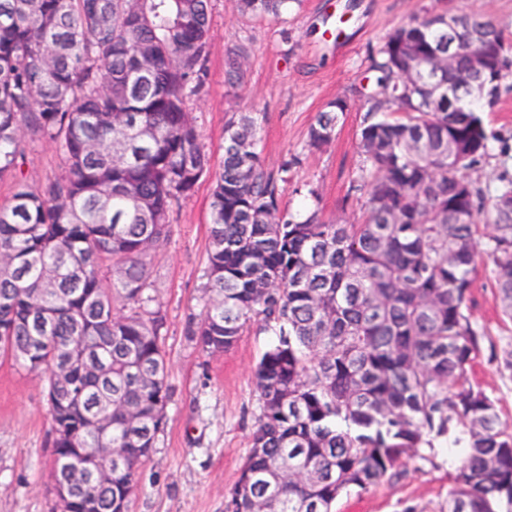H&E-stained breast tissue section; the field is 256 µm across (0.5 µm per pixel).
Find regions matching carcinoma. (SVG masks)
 <instances>
[{"instance_id": "1", "label": "carcinoma", "mask_w": 512, "mask_h": 512, "mask_svg": "<svg viewBox=\"0 0 512 512\" xmlns=\"http://www.w3.org/2000/svg\"><path fill=\"white\" fill-rule=\"evenodd\" d=\"M298 2L238 9L278 19ZM210 11V0H138L134 12L129 0H0V181L13 188L0 206V358L44 379L53 471L98 512H129L169 401L166 318L145 259L212 176L211 303L187 336L207 354L255 325L274 336L224 512H334L342 493L442 456L454 469L448 512H512V431L471 382L481 333L467 308L483 254L512 322V173L473 176L490 156L480 112L512 77V61L497 64L512 40L467 16L492 70L452 106L448 84L470 60L438 77L439 46L465 39L447 14L409 18L369 54L349 187L366 216L335 224L283 205L290 164L265 167L247 115L226 124L213 171L189 110L206 86ZM348 110L329 102L309 144H328ZM36 141L55 145L64 170L34 187L22 166ZM104 447L112 485L91 486L74 449Z\"/></svg>"}]
</instances>
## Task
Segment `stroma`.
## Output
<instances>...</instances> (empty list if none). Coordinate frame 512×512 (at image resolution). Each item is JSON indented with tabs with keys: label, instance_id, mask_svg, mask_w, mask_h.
Returning <instances> with one entry per match:
<instances>
[{
	"label": "stroma",
	"instance_id": "1",
	"mask_svg": "<svg viewBox=\"0 0 512 512\" xmlns=\"http://www.w3.org/2000/svg\"><path fill=\"white\" fill-rule=\"evenodd\" d=\"M425 12L486 14L512 38V0H302L283 19L242 16L237 0H211L208 75L191 112L205 149L220 163L226 122L251 115L264 165L291 162L283 201L292 212L310 207L315 187L326 220L358 224L360 203L348 200L363 112L353 94L370 50L410 15ZM238 50L244 77L225 81L229 50ZM350 104L332 141L308 144V131L328 102ZM211 179L170 217L168 240L148 258L150 293L163 305V338L172 397L164 431L143 464L131 512H224L251 449L258 402L254 372L271 336L251 328L230 350L203 353L187 339L189 318H201L209 248ZM484 338L471 372L512 425V372L502 359L512 351V322L504 320L488 261H480L467 301ZM44 382L19 363L0 360V512H53L54 457ZM448 465L408 463L397 478L342 494L335 512H441L448 500Z\"/></svg>",
	"mask_w": 512,
	"mask_h": 512
}]
</instances>
